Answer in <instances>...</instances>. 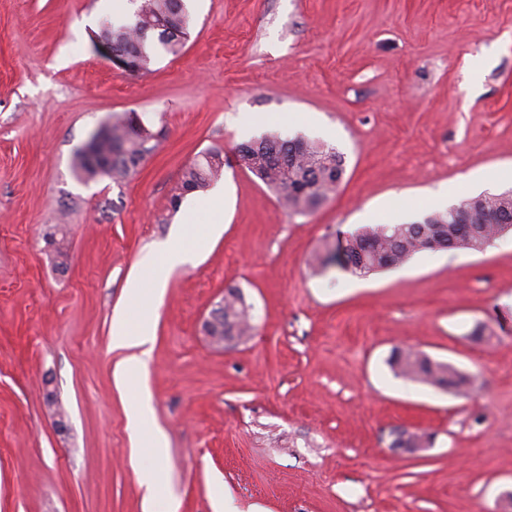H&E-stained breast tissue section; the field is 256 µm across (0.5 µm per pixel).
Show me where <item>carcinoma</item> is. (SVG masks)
<instances>
[{"instance_id": "carcinoma-1", "label": "carcinoma", "mask_w": 512, "mask_h": 512, "mask_svg": "<svg viewBox=\"0 0 512 512\" xmlns=\"http://www.w3.org/2000/svg\"><path fill=\"white\" fill-rule=\"evenodd\" d=\"M187 13L184 0H139L137 9L123 23L106 17L100 21L99 34L112 41V49L132 58L136 72L149 71L152 49L160 46L176 55L185 45L189 27L181 25ZM169 26L172 32L154 38L150 32L157 25ZM135 118L112 116L108 133L93 147L91 160L77 152L75 173L88 180L108 176L112 182H125L155 149L152 136H141L133 130ZM246 169L272 190L278 202L294 214L316 210L339 187L344 172V156L335 147L303 138L283 139L268 134L242 144L237 149ZM224 167L222 152L214 148L203 160L183 171L179 193L171 198L176 207L183 194L206 190ZM480 207L498 210L512 221V195L508 192L481 194L465 198L458 207ZM499 225L477 224L465 236L453 224L452 211L433 213L421 222L411 224L367 225L347 235L338 232L334 242H327L313 257V264L323 270L332 266L353 275H367L380 269L408 262L416 254L429 250L483 251L496 237ZM251 330L247 306L237 288L224 293V322L214 329V336H245ZM392 370L415 382L464 393L471 378L448 363L408 349L396 348L389 358Z\"/></svg>"}]
</instances>
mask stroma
I'll return each instance as SVG.
<instances>
[{
	"mask_svg": "<svg viewBox=\"0 0 512 512\" xmlns=\"http://www.w3.org/2000/svg\"><path fill=\"white\" fill-rule=\"evenodd\" d=\"M190 38L145 74L98 53L100 20L131 0H0V512H144L136 464L178 512H503L512 492V233L482 252L425 251L358 277L320 272L336 231L400 197L410 224L498 193L512 168V0H185ZM482 62L478 87L470 68ZM132 112L158 146L123 186L75 154ZM276 132L335 147L345 174L307 216L242 165ZM221 149L224 210L170 198ZM194 263L155 265L184 223ZM221 225L209 234V225ZM64 228L68 269L46 243ZM154 264L156 313L135 453L113 318ZM253 330L218 345L203 322L227 288ZM472 375L454 394L396 377L394 348ZM53 386L57 406L44 400ZM404 427L430 447H391Z\"/></svg>",
	"mask_w": 512,
	"mask_h": 512,
	"instance_id": "obj_1",
	"label": "stroma"
}]
</instances>
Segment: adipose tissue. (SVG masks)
Here are the masks:
<instances>
[{
    "label": "adipose tissue",
    "mask_w": 512,
    "mask_h": 512,
    "mask_svg": "<svg viewBox=\"0 0 512 512\" xmlns=\"http://www.w3.org/2000/svg\"><path fill=\"white\" fill-rule=\"evenodd\" d=\"M154 313L146 310L137 320H129L124 313H117L113 321V344L132 349V356L120 362L113 373L119 389L132 394L128 419L133 430H140L141 420L150 407V394L146 387L148 361L154 343Z\"/></svg>",
    "instance_id": "obj_1"
}]
</instances>
